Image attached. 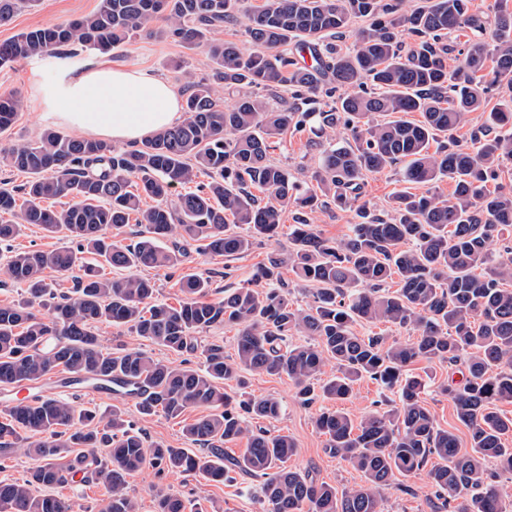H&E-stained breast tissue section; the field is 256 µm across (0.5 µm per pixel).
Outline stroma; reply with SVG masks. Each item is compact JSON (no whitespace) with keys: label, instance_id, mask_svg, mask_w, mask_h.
<instances>
[{"label":"stroma","instance_id":"stroma-1","mask_svg":"<svg viewBox=\"0 0 512 512\" xmlns=\"http://www.w3.org/2000/svg\"><path fill=\"white\" fill-rule=\"evenodd\" d=\"M99 4L100 0H38L36 6L21 8L11 21L0 26V42L29 29L89 15L96 11ZM102 59L115 65H137L151 69L180 89L186 85V74H193L199 79L211 72L205 48L189 49L171 40L146 34L105 54L75 49L34 56L0 67V95L11 94L21 102L13 126L0 134V149L36 140L45 130L57 129V122L47 115L40 102L35 89L36 78L53 81L63 69ZM318 150L316 138L310 131L291 130L279 142L274 157L291 166L299 180L312 187L316 184L314 175L318 167ZM185 249L184 267L212 276L216 288H243L250 286L257 265L275 255L287 256L288 235L283 232L277 237L262 240L247 255L231 261L201 254L193 242L186 243ZM407 372L425 381L423 398L438 426L454 432L461 452H469L468 432L457 420L452 401L440 390L441 384L452 374V367L444 362L422 360L408 366ZM244 390L254 397L271 396L280 401V416L265 422L264 427L273 432H285L294 439L297 453L289 460V467L313 471L317 479L341 491L363 484L361 472L328 452L326 436L320 434L314 425L315 408L300 404L288 378L253 373L247 375ZM397 400L396 391L384 389L377 382L364 378L355 384L348 399L340 402L330 400L326 406L330 409L342 408L351 418L358 419L372 410L389 408ZM70 402L76 409L97 413L114 406L120 407L126 419L143 433L148 442H158L172 448L185 447L183 426L201 414L200 409L196 408L177 419L168 418L160 412L144 416L138 412L134 399L117 396L108 399L74 396ZM127 482L131 496L139 504V512H155V494L160 488L183 495L197 505L199 512H267L257 482L242 474L235 482L215 483L178 472L160 474L148 467L128 477ZM380 495L385 512H442L443 509L441 500L434 496L422 473L408 477L395 476L389 485L381 488Z\"/></svg>","mask_w":512,"mask_h":512}]
</instances>
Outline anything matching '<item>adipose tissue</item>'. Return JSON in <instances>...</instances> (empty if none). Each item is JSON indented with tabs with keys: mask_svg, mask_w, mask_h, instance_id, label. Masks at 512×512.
Returning a JSON list of instances; mask_svg holds the SVG:
<instances>
[{
	"mask_svg": "<svg viewBox=\"0 0 512 512\" xmlns=\"http://www.w3.org/2000/svg\"><path fill=\"white\" fill-rule=\"evenodd\" d=\"M36 90L42 106L62 124L119 144L172 127L182 115L172 83L149 70L104 60L70 68L53 85Z\"/></svg>",
	"mask_w": 512,
	"mask_h": 512,
	"instance_id": "1",
	"label": "adipose tissue"
}]
</instances>
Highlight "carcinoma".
<instances>
[{"mask_svg":"<svg viewBox=\"0 0 512 512\" xmlns=\"http://www.w3.org/2000/svg\"><path fill=\"white\" fill-rule=\"evenodd\" d=\"M240 0H101L90 15L21 32L0 43V66L77 45L107 52L143 32L188 48L205 47L211 78L188 77L186 118L141 144L44 133L12 147L0 165L26 176L19 186L27 204L15 211L14 191L0 188V245L4 273L24 287L17 303L0 306V386L38 383L56 370L78 381L123 377L140 414L178 418L188 409L208 412L184 425L183 436L203 447L147 443L114 406L105 423L53 398L13 399L0 413V452L29 439L26 453L39 464L21 481L0 480V512H75L76 503L35 488L81 481L104 486L99 512H138L127 477L151 465L208 481L241 473L259 482L268 512H383L378 489L395 474L427 471L434 493L452 512H503V489L493 461L512 473V418L496 403L512 401V187L491 189L512 161V98L489 105L502 77L512 76V11L499 8L493 28L472 11L471 0H425L410 11L403 0H264L243 13L253 49L212 38L239 21ZM163 19L165 25L149 24ZM356 18L367 25L352 27ZM462 28L491 37L496 67L483 74L488 43L475 41L452 68L448 34ZM350 33L341 47L330 41ZM294 44L316 62L305 68L288 53ZM236 92L224 105L219 89ZM287 88L293 104L270 106ZM18 100L0 96V133L17 115ZM418 112V122L404 118ZM484 120L469 141L454 136L466 114ZM313 121L319 143L316 182L336 208L353 213L351 234L324 238L304 216L288 227L291 272L313 287L302 308L281 284L285 260L271 256L257 267L253 286L224 291L210 301V277L187 271L183 298L172 306L157 299L155 282L136 270L173 268L184 246L162 242L175 234L199 243L201 253L227 260L255 242L279 234L288 205L313 208L318 197L301 190L288 168L270 158L274 139ZM346 131L336 142V129ZM448 139L433 152L430 141ZM399 168L400 181L430 186L448 179L451 199L406 190L392 197L390 214L373 213L364 199L365 177ZM209 180L168 203L172 189ZM257 188L263 196L252 193ZM155 205L141 207V198ZM65 201L51 210L44 200ZM245 232L226 229L227 217ZM135 219L141 230L128 244L112 240ZM27 224L49 233L66 231L73 249L14 250L9 243ZM91 254L88 260L84 254ZM127 270L112 278L105 268ZM72 275L73 291L58 293L45 271ZM398 276V288L385 287ZM52 300L51 315L35 305ZM124 326L143 340L176 354H197L201 364L173 366L140 347H104L97 324ZM390 324L413 331L404 343L378 334L360 336L356 324ZM238 328L235 354L224 344L198 341L219 326ZM300 336L311 340L301 342ZM336 374L320 382L326 362ZM419 360L463 365L462 379L443 391L467 429L472 452L462 454L456 435L441 429L425 407V383L405 373ZM287 376L299 402L348 398L369 378L399 394V405L358 420L322 408L314 417L330 454L360 471L365 484L342 492L310 472L288 467L295 452L285 433L251 429L276 419L274 397L239 399L225 386L244 384L247 373ZM247 439L243 456L224 455L223 444ZM107 449L106 457L97 454ZM156 512H187L182 497L156 492Z\"/></svg>","mask_w":512,"mask_h":512,"instance_id":"carcinoma-1","label":"carcinoma"}]
</instances>
